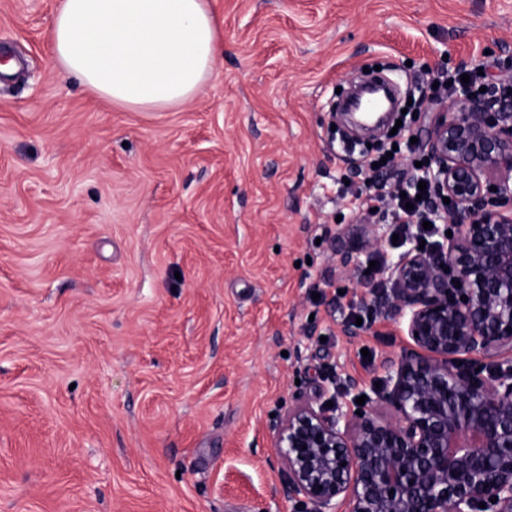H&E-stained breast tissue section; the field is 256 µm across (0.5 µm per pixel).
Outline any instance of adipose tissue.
<instances>
[{
	"label": "adipose tissue",
	"mask_w": 512,
	"mask_h": 512,
	"mask_svg": "<svg viewBox=\"0 0 512 512\" xmlns=\"http://www.w3.org/2000/svg\"><path fill=\"white\" fill-rule=\"evenodd\" d=\"M219 42L208 0H61L51 25L54 66L130 109L193 101Z\"/></svg>",
	"instance_id": "adipose-tissue-1"
}]
</instances>
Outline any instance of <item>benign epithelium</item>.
I'll list each match as a JSON object with an SVG mask.
<instances>
[{
    "label": "benign epithelium",
    "instance_id": "obj_1",
    "mask_svg": "<svg viewBox=\"0 0 512 512\" xmlns=\"http://www.w3.org/2000/svg\"><path fill=\"white\" fill-rule=\"evenodd\" d=\"M496 84L497 103L464 88L429 128L433 219L452 236L433 250L410 238L380 269V308L407 336L374 398L395 419L344 410L325 387L274 429L304 512H512V70ZM353 109L360 127L384 121L374 90ZM382 241L366 224L361 244L335 237L332 254L354 266Z\"/></svg>",
    "mask_w": 512,
    "mask_h": 512
}]
</instances>
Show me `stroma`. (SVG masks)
Masks as SVG:
<instances>
[{
    "label": "stroma",
    "mask_w": 512,
    "mask_h": 512,
    "mask_svg": "<svg viewBox=\"0 0 512 512\" xmlns=\"http://www.w3.org/2000/svg\"><path fill=\"white\" fill-rule=\"evenodd\" d=\"M186 105L110 104L52 63L60 0H0V512H294L273 427L405 343L340 269L367 175L340 90L512 65V0H210ZM442 100L402 121L403 190ZM361 323V335L344 325Z\"/></svg>",
    "instance_id": "35a3bbf8"
}]
</instances>
